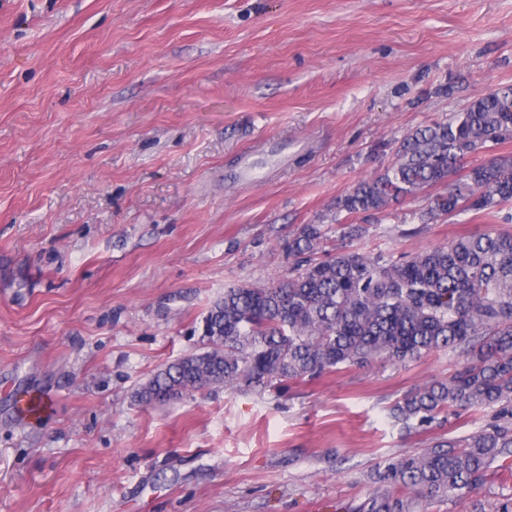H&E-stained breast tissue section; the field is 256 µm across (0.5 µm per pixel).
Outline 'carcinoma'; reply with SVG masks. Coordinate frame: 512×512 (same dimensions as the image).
Returning a JSON list of instances; mask_svg holds the SVG:
<instances>
[{
	"label": "carcinoma",
	"mask_w": 512,
	"mask_h": 512,
	"mask_svg": "<svg viewBox=\"0 0 512 512\" xmlns=\"http://www.w3.org/2000/svg\"><path fill=\"white\" fill-rule=\"evenodd\" d=\"M512 139V84L470 101L446 122L406 134L386 170L337 201L348 214L381 212L436 186L424 221L458 211L494 213L512 201V157L463 169L480 149ZM462 177H456L460 170ZM324 232L306 224L288 241L297 267L276 284L224 289L202 321L204 348L164 365L134 393L166 403L208 387L263 385L360 366L405 363L448 348L475 361L405 395L393 413L424 423L454 407L500 406L501 424L386 461L357 512H419L508 468L512 452V232L460 234L399 260L344 249L312 255Z\"/></svg>",
	"instance_id": "obj_1"
}]
</instances>
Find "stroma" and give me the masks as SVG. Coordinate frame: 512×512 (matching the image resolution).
<instances>
[{"label": "stroma", "instance_id": "1", "mask_svg": "<svg viewBox=\"0 0 512 512\" xmlns=\"http://www.w3.org/2000/svg\"><path fill=\"white\" fill-rule=\"evenodd\" d=\"M512 84V0H0V512H353L388 459L496 423L392 410L470 353L375 359L165 405L135 389L198 350L225 288L270 285L321 225L399 258L512 232V203L422 223L338 199L407 133ZM262 179L236 174L249 162ZM23 390L51 397L23 415ZM512 474L426 505L497 512Z\"/></svg>", "mask_w": 512, "mask_h": 512}]
</instances>
